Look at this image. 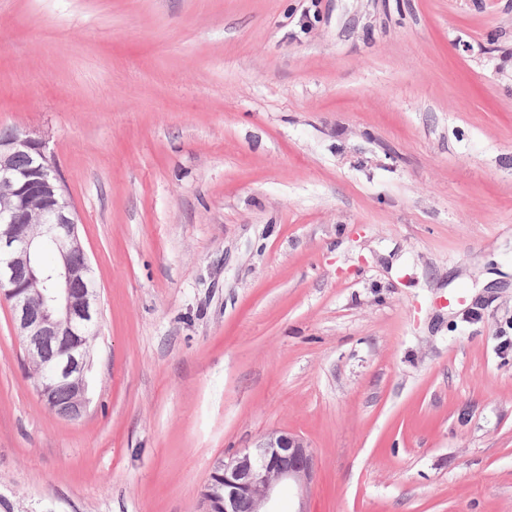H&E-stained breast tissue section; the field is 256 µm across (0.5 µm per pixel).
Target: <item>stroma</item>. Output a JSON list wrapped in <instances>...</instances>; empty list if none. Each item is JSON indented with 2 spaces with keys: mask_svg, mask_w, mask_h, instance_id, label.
I'll use <instances>...</instances> for the list:
<instances>
[{
  "mask_svg": "<svg viewBox=\"0 0 512 512\" xmlns=\"http://www.w3.org/2000/svg\"><path fill=\"white\" fill-rule=\"evenodd\" d=\"M100 293L88 403L0 298V512H203L273 430L296 512H512V0H0Z\"/></svg>",
  "mask_w": 512,
  "mask_h": 512,
  "instance_id": "stroma-1",
  "label": "stroma"
}]
</instances>
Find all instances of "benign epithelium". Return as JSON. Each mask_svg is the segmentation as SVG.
I'll return each instance as SVG.
<instances>
[{"label":"benign epithelium","mask_w":512,"mask_h":512,"mask_svg":"<svg viewBox=\"0 0 512 512\" xmlns=\"http://www.w3.org/2000/svg\"><path fill=\"white\" fill-rule=\"evenodd\" d=\"M27 168L16 166L18 157ZM59 259L45 272L34 263L44 242ZM78 234V216L68 201L52 154L44 143L17 131L0 134V293L11 302V319L39 377L44 404L60 417L82 416L93 363L85 334L98 328L101 307L97 288ZM84 284L76 290L73 285ZM62 344L55 355L41 338ZM68 390L60 402L57 390ZM315 456L298 435L265 434L252 451L244 450L216 463L203 491L204 512H272L285 483L311 480Z\"/></svg>","instance_id":"1"}]
</instances>
